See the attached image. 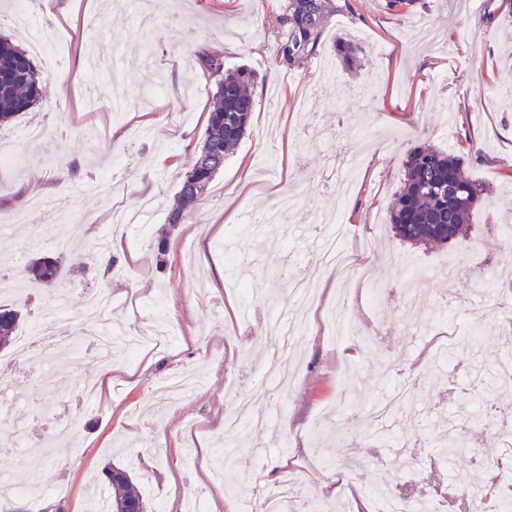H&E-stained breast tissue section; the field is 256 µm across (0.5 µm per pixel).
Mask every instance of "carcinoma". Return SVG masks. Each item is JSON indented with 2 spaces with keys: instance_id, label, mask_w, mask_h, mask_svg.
<instances>
[{
  "instance_id": "cac0c4a2",
  "label": "carcinoma",
  "mask_w": 512,
  "mask_h": 512,
  "mask_svg": "<svg viewBox=\"0 0 512 512\" xmlns=\"http://www.w3.org/2000/svg\"><path fill=\"white\" fill-rule=\"evenodd\" d=\"M330 9L332 4L326 0H288L282 17L287 37L279 48L280 63L298 67L315 53ZM200 61L215 79L213 106L198 154L184 173L169 212L171 228L184 223L188 212L210 189L224 169L229 152L246 135L255 108L251 70L227 69L222 56L209 52L202 53ZM41 78L29 52L0 36V125L34 107L41 92ZM483 195L484 189L465 172L462 156L437 147H415L407 155L404 183L391 207L390 229L394 237L412 246L457 243L467 236L471 216ZM26 271L30 279L48 286L60 277L62 262L39 257L27 265ZM21 319L18 308L0 305V350L14 345ZM103 474L108 490L107 512H121L130 503L146 509L144 494L128 471L110 466Z\"/></svg>"
}]
</instances>
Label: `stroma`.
<instances>
[{"instance_id":"stroma-1","label":"stroma","mask_w":512,"mask_h":512,"mask_svg":"<svg viewBox=\"0 0 512 512\" xmlns=\"http://www.w3.org/2000/svg\"><path fill=\"white\" fill-rule=\"evenodd\" d=\"M333 4L314 55L290 69L277 61L288 0H33L34 19L56 33L58 52L36 58L41 98L0 135L31 125L49 135L19 141L17 161L0 165V249L25 245L61 259L57 286L80 301L68 330L91 313L82 296L106 289L132 328L151 322L142 307L163 296L159 319L172 335L136 358L115 352L109 382L90 400L66 359L41 382L34 364L21 362L11 419L25 439L0 434V470L21 487L55 478L59 488L2 502L0 512H88L93 479L109 465L133 474L148 512H183L194 495L207 499L208 512H246L227 486L261 491L270 473L294 474L306 500L330 506L328 485L351 476L353 512H385L378 491L386 484L453 512L455 490L489 464L497 429L471 423L481 393L468 373L512 352V333L494 318L512 302V236L503 232L512 225V107L502 99L512 81V0ZM339 39L356 47L354 65L336 54ZM204 50L254 72L255 111L161 259L156 239L212 108ZM90 125L98 133L88 139ZM424 145L463 155L487 197L465 240L473 259L452 278L442 265L455 246L413 247L387 232L406 154ZM35 181L51 187L58 221L8 223L31 204ZM284 193L297 197L299 221L284 232L242 233L247 213L268 211ZM336 207L347 276L314 261L323 232L313 218ZM118 211L139 213L141 222L114 238L111 280L101 277L100 259L72 265L63 245L70 218H80L90 243ZM310 278L320 289L313 306H293L306 333L292 342L296 382L284 393L265 377L274 347L259 332L272 299H287L289 282ZM53 289L22 268L0 267V301L24 310L22 328ZM344 294L360 337L336 335L327 320ZM444 340L450 357L433 365ZM185 371L201 373L197 387L159 405L154 391ZM402 377L417 382L420 423L410 426L399 412L383 440L371 439L369 408ZM240 392L259 395L254 412L268 425H243L228 441L224 418ZM67 412L80 414L79 428L52 439L49 416ZM450 420L469 448L449 460L437 441ZM319 444L330 464L306 471ZM384 454L393 458L387 469L378 462Z\"/></svg>"}]
</instances>
